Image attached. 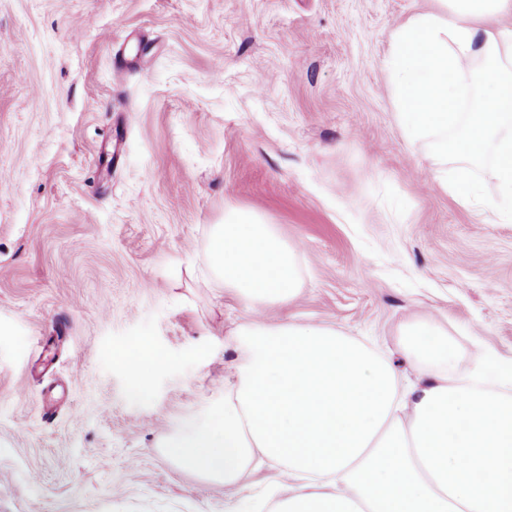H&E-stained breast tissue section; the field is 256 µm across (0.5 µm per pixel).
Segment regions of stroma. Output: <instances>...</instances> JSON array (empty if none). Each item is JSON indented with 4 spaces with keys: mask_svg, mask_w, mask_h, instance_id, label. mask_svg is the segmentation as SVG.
I'll return each mask as SVG.
<instances>
[{
    "mask_svg": "<svg viewBox=\"0 0 512 512\" xmlns=\"http://www.w3.org/2000/svg\"><path fill=\"white\" fill-rule=\"evenodd\" d=\"M436 0H0V512H273L159 451L224 404L240 324L337 326L408 364L432 318L503 387L512 221L439 181L393 99V39ZM223 78H213L216 64ZM274 224L302 287L253 315L202 265L226 210ZM159 359L149 398L129 360Z\"/></svg>",
    "mask_w": 512,
    "mask_h": 512,
    "instance_id": "35a3bbf8",
    "label": "stroma"
}]
</instances>
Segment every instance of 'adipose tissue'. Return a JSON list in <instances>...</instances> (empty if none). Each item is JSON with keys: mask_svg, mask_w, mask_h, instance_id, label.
Masks as SVG:
<instances>
[{"mask_svg": "<svg viewBox=\"0 0 512 512\" xmlns=\"http://www.w3.org/2000/svg\"><path fill=\"white\" fill-rule=\"evenodd\" d=\"M394 36V95L406 136L432 142V175L462 199L467 168L448 170V131L481 158L496 154L495 201L512 213V30L487 20L512 0H438ZM489 66L479 106L459 109L462 79ZM205 263L216 287L251 311L295 297V250L274 225L232 209L215 225ZM241 358L224 405L207 423L169 437L176 465L227 487L256 454L281 466L277 512H512V395L455 374L456 344L434 320L403 325L399 348L415 378L332 326L253 320L236 331Z\"/></svg>", "mask_w": 512, "mask_h": 512, "instance_id": "ef3b65f1", "label": "adipose tissue"}]
</instances>
